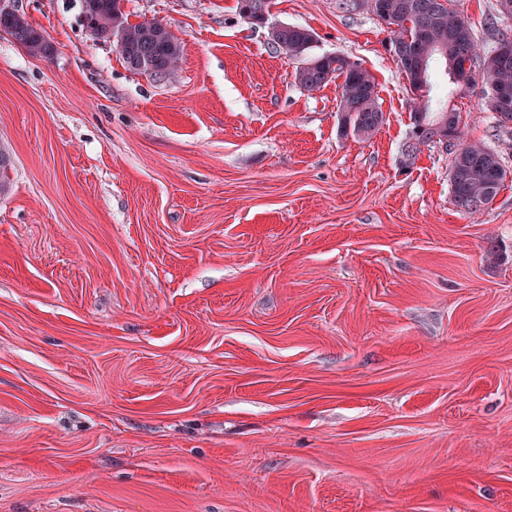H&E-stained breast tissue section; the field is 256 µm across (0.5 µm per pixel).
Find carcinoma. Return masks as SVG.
Returning a JSON list of instances; mask_svg holds the SVG:
<instances>
[{"label":"carcinoma","mask_w":512,"mask_h":512,"mask_svg":"<svg viewBox=\"0 0 512 512\" xmlns=\"http://www.w3.org/2000/svg\"><path fill=\"white\" fill-rule=\"evenodd\" d=\"M119 0H82V11L107 17L116 9ZM368 8L373 14L388 11L395 17L407 13L424 25L430 41L449 44L448 54L433 52L431 57H441L446 65L455 60L462 64L469 62L468 74H459L452 83L460 89H468L480 73L486 80L496 81L488 86L485 95L486 107L494 112L499 121L512 123V50L501 51L504 44L512 45V37L503 34L498 38L493 50L485 53L474 36L468 20L462 14L452 19L453 0H368ZM121 23L127 28V37L119 50L127 68L138 74L149 75L162 80L175 69L181 55V45L166 27L161 35L147 36L155 27L154 21L132 24L126 14H121ZM7 31L15 41L23 45L31 54H41L43 34L35 29L22 12L0 11V30ZM313 42L312 33L300 26L284 25L280 28L274 47L290 58H300L306 54ZM419 59L412 49H406L398 65L408 80L411 130L403 145L404 162L411 163L423 145L442 141L448 134V147L452 159L450 169L454 176L449 180L452 197L457 207L474 214L489 205L504 185L507 171L497 153L480 142L468 140L457 121L448 112L433 107L430 98V79L422 77V88L415 87L416 69ZM341 83V103L339 112L350 114V122L339 119L340 133L359 139L371 138L384 124L376 91L374 76L359 63L339 55H326L309 60L295 72V80L300 87L317 90L336 78Z\"/></svg>","instance_id":"carcinoma-1"}]
</instances>
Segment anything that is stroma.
Instances as JSON below:
<instances>
[{
	"label": "stroma",
	"mask_w": 512,
	"mask_h": 512,
	"mask_svg": "<svg viewBox=\"0 0 512 512\" xmlns=\"http://www.w3.org/2000/svg\"><path fill=\"white\" fill-rule=\"evenodd\" d=\"M52 46L0 33V512H512V176L458 208L410 131L365 0H123L179 39L134 73L81 0H19ZM484 50L499 0H457ZM385 122L341 136L339 81ZM433 93L512 173V126L432 67ZM499 249L490 258V246ZM279 27L280 25L269 27V40L271 42L277 40L273 46L286 55L288 53L289 58L298 59L304 56L313 42L312 33L308 29L295 25H283L280 30ZM308 64H312L307 66ZM342 77L339 128L343 136L370 139L384 124L374 76L359 63L339 55H326L305 61L295 72L296 82L308 91L320 89ZM351 113L350 126L342 113Z\"/></svg>",
	"instance_id": "obj_1"
}]
</instances>
